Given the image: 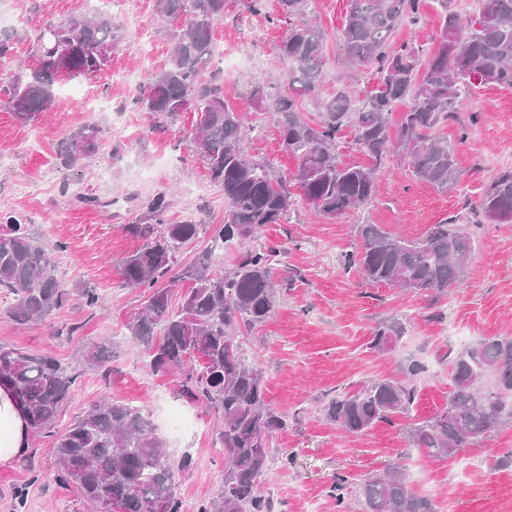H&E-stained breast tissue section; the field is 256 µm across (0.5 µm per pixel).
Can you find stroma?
Instances as JSON below:
<instances>
[{
    "label": "stroma",
    "mask_w": 512,
    "mask_h": 512,
    "mask_svg": "<svg viewBox=\"0 0 512 512\" xmlns=\"http://www.w3.org/2000/svg\"><path fill=\"white\" fill-rule=\"evenodd\" d=\"M89 0H0V28L28 30L9 59L0 60V75L18 63L33 64L32 38L43 23L85 15ZM316 15L329 32L324 80L334 88L345 80L358 97L375 84L371 67L346 68L341 32L348 0H316ZM124 39L112 51L111 71L132 75L134 84L111 79L66 80L54 109L40 122L24 125L0 108V214L22 216L48 242H63L67 251L59 274L71 289L65 307L48 323L19 327L5 310L12 296L0 290V343L72 362L94 341L119 344L108 373L79 375L73 399L62 421L83 414L107 397L142 407L155 436L173 459L190 456L193 466L178 482L182 504L199 507L215 496L223 479L221 453L212 449L218 414L183 393L176 376L147 371L141 348L126 330L144 304L143 291L121 285L119 262L142 241L128 232L144 214L143 202L165 195L170 223L200 220L199 237L181 254L183 262L210 254L217 224L224 221V192L211 183L198 156L182 139L192 124L184 113L166 132L152 131L146 112L137 108V82L162 67L171 44L159 32L154 0H114L107 8ZM277 0H263L258 13L244 11L230 0L223 22L213 30L217 68L229 71L228 101L248 111L254 125L243 143L254 159L274 162L282 173L296 161L285 154L271 114L250 97L256 77L285 85L278 48L286 34L277 22ZM439 25L435 0H424L419 21H404L395 45L436 47ZM466 132L457 125L442 128L455 149L461 182L448 193L414 178L408 158L389 147L379 166V191L354 213L327 218L305 203H295L286 224L265 225L256 244L287 250L275 270L274 312L263 324L241 328L243 355L262 368L268 396L281 413L283 427L274 436L276 452L288 453L289 464L274 460L261 485L276 502V512H337L329 487L336 476L353 482L383 473L405 462L413 486L432 497L437 512H501L512 503V466L498 467L497 456L512 451L508 419L479 445L448 459L427 457L409 439L413 422L427 418L448 402L452 388L450 362L471 345L512 333V224H488L477 234L469 257L472 273L444 293H410L365 281L345 272L342 254L356 241V227L369 222L408 240L423 237L431 225L447 222L466 202L476 200L483 183L499 169L512 166V89L481 86L459 101ZM93 123L103 130L97 155L63 173L57 152L68 132ZM88 197L98 206L85 205ZM96 288L103 302L85 309L75 291ZM398 320L405 334L396 350L368 347L373 329ZM80 324L78 333L64 327ZM418 361L424 371L414 381L416 403L410 416L380 424L356 439L343 438L322 416L331 394L353 390L379 376H400L404 365ZM95 512L74 487L57 479L53 436L30 435L25 452L0 466V512Z\"/></svg>",
    "instance_id": "1"
}]
</instances>
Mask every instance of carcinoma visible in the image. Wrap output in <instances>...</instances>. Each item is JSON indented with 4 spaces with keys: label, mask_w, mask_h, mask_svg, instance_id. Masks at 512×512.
<instances>
[{
    "label": "carcinoma",
    "mask_w": 512,
    "mask_h": 512,
    "mask_svg": "<svg viewBox=\"0 0 512 512\" xmlns=\"http://www.w3.org/2000/svg\"><path fill=\"white\" fill-rule=\"evenodd\" d=\"M454 0H440V36L454 48L426 52L412 45L393 46L407 17L420 16L421 0H349L342 32L347 63L370 65L376 84L361 100L348 85L324 88L326 29L313 20L314 0H278L277 21L287 25L279 58L288 90L259 78L250 96L275 116L283 151L295 157L291 178L273 163L248 157L242 112L224 95V81L211 72L216 56L214 25L224 21L225 0H155L166 21L160 32L173 50L168 62L148 73L135 103L164 129L195 102L186 142L201 158L209 180L224 190L227 209L213 239L224 243L258 236L267 224L285 223L299 198L326 217L353 212L376 193L375 170L344 164L336 154L337 135L351 128L354 144L380 159L390 145L410 160L412 173L437 190L460 183L454 151L438 130L460 125L457 102L477 86L512 89V0H477L474 16H463ZM71 49L38 33L32 48L36 63L15 70L0 84V106L22 124L51 111L64 79H100L109 70L112 47L122 40L112 18L97 9L81 16ZM22 38L18 30L0 32V60L12 55ZM307 100L315 112L304 111ZM406 104L400 123L389 116ZM102 129L85 124L69 132L56 161L68 172L98 154ZM168 203L160 195L147 201L143 224L129 225L143 244L120 262L121 284L147 292L145 306L127 323L131 340L141 346L152 374L185 372V394L221 414L215 430L223 451L224 484L198 512H275V501L260 490L274 448L273 435L284 420L271 406L265 378L247 362L239 344L241 326L266 322L273 313L274 266L284 258L281 246L252 247L227 274L206 260L181 263L182 249L200 225L170 224ZM512 223V167L488 182L479 199L444 224H434L417 241L400 238L379 224L357 225L355 246L342 266L367 281L417 293L444 292L464 278L481 224ZM66 251L47 243L17 216L0 217V288L13 295L10 322H44L61 309L67 291L57 257ZM189 283L177 309L170 307L172 286ZM404 336L399 322L373 331L370 349L393 351ZM117 344L107 338L84 352L78 364L0 344V386L8 388L32 433L56 427L63 405L83 369H102ZM418 363L405 366L406 378L374 377L352 392L336 393L323 404L325 420L349 435H361L381 423L411 414L416 397L412 379ZM448 405L413 425L412 442L421 453L448 458L470 448L512 419V334L491 337L460 352L451 362ZM53 452L58 477L74 486L97 512H182L175 488L192 466L188 456L171 460L165 443L154 436L142 410L130 403L102 401L56 434ZM355 489L362 512H436L433 500L415 490L408 467L395 463L383 475L358 484L344 475L333 485L338 512L348 508Z\"/></svg>",
    "instance_id": "obj_1"
}]
</instances>
